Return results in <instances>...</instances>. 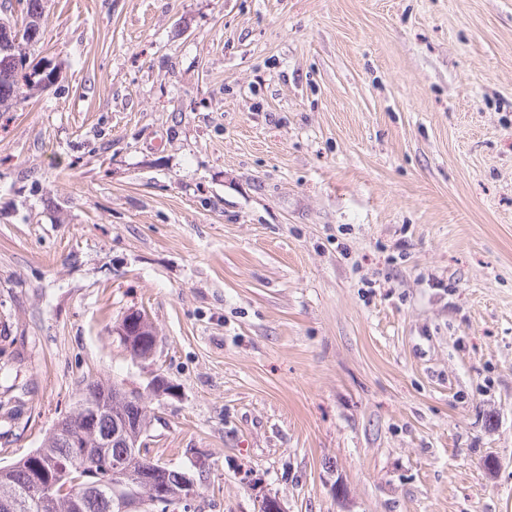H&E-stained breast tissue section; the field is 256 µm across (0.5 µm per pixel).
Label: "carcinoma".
Wrapping results in <instances>:
<instances>
[{
  "label": "carcinoma",
  "instance_id": "cac0c4a2",
  "mask_svg": "<svg viewBox=\"0 0 512 512\" xmlns=\"http://www.w3.org/2000/svg\"><path fill=\"white\" fill-rule=\"evenodd\" d=\"M34 89L35 86L18 72L0 68L1 109L7 111L26 101ZM104 389L108 390L109 408L99 416L98 425L101 430L112 427V414L122 412L131 415L138 411L136 401L127 399L121 393V387L117 381L109 382L100 379L90 380L85 384L75 407L78 408L82 402L97 397ZM43 453L52 456L54 466L41 474L39 470ZM122 457L129 459V462L132 463L130 478L133 479L142 474L157 486L171 482L173 474L178 472V468L172 466L162 456L150 454V450L147 448H117L115 446L109 449L107 457L99 460L96 471L102 477H107L112 461ZM12 467L13 471L8 480L0 481V499L6 495L20 493L38 481L44 483L54 481L58 483V488L65 489L60 496V507L57 512H69L66 507L68 498L82 493L81 483L76 481L77 475L73 474L74 449L58 447L56 434L52 429L46 433L39 448L19 458L12 464Z\"/></svg>",
  "mask_w": 512,
  "mask_h": 512
}]
</instances>
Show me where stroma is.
Wrapping results in <instances>:
<instances>
[{"mask_svg": "<svg viewBox=\"0 0 512 512\" xmlns=\"http://www.w3.org/2000/svg\"><path fill=\"white\" fill-rule=\"evenodd\" d=\"M44 2L0 467L108 378L192 512H512V0ZM149 326L145 315L140 311H132L126 315L122 328L119 331V338L123 344L131 345L133 344V333L134 331H147Z\"/></svg>", "mask_w": 512, "mask_h": 512, "instance_id": "stroma-1", "label": "stroma"}]
</instances>
